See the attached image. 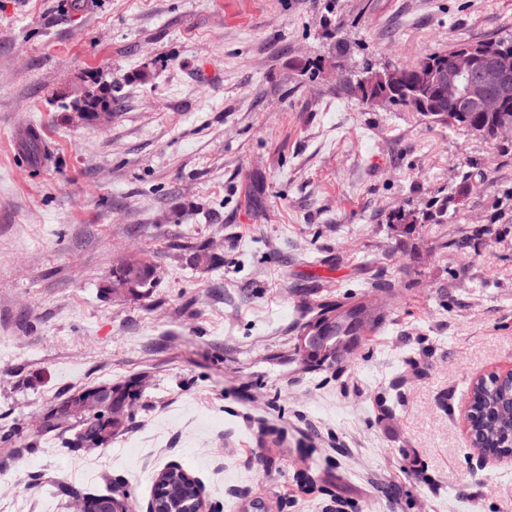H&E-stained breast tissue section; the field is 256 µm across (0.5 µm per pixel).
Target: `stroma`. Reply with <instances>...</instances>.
<instances>
[{"label": "stroma", "mask_w": 512, "mask_h": 512, "mask_svg": "<svg viewBox=\"0 0 512 512\" xmlns=\"http://www.w3.org/2000/svg\"><path fill=\"white\" fill-rule=\"evenodd\" d=\"M506 36L512 0H0V512L118 485L146 512L174 461L205 512H512V463L465 420L512 369V139L365 104L340 70ZM107 82L111 124L68 111ZM467 178L444 223H391ZM201 244L218 264H189ZM130 254L156 267L139 299L105 288ZM328 295L387 321L299 372ZM138 379L107 447L42 434L75 391Z\"/></svg>", "instance_id": "1"}]
</instances>
